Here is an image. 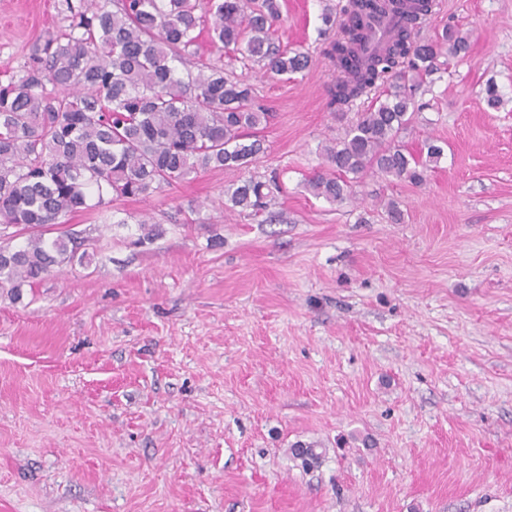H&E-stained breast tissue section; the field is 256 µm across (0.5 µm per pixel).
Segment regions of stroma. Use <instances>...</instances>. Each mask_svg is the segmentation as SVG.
Segmentation results:
<instances>
[{
    "label": "stroma",
    "instance_id": "obj_1",
    "mask_svg": "<svg viewBox=\"0 0 512 512\" xmlns=\"http://www.w3.org/2000/svg\"><path fill=\"white\" fill-rule=\"evenodd\" d=\"M338 2L282 0L294 75L200 38L274 114L252 165L71 214L51 233L86 258L0 287V512H512V0H437L419 39L452 24L469 51L403 140L444 154L342 204L306 188L347 125L321 34ZM66 15L0 0V78ZM252 176L284 187L274 221L225 206Z\"/></svg>",
    "mask_w": 512,
    "mask_h": 512
}]
</instances>
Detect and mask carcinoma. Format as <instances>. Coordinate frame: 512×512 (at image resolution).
Returning <instances> with one entry per match:
<instances>
[{
  "mask_svg": "<svg viewBox=\"0 0 512 512\" xmlns=\"http://www.w3.org/2000/svg\"><path fill=\"white\" fill-rule=\"evenodd\" d=\"M374 8L371 0H346L338 12L322 14L326 27H337L328 53L342 73L330 106L342 112L386 87L342 137L324 146L327 170L306 182L332 203L349 200L353 183L368 172L423 182L443 150L428 142L415 154L401 134L426 107L417 91L468 47V35L452 25L437 40H419L433 0H412L391 43L362 61V14ZM280 14V0H90L34 50L22 75L1 81L0 238L25 235L27 243L0 246V283L33 284L72 261L71 237L45 239L70 213L161 193L201 170L255 162L263 151L259 130L272 114L224 68L188 63L205 33L212 46L276 75L304 71L309 56L275 41ZM483 100L494 110L505 104L492 82ZM278 190L275 178H251L229 186L224 197L230 208L257 216ZM292 455L305 466L322 457L316 444L300 441Z\"/></svg>",
  "mask_w": 512,
  "mask_h": 512,
  "instance_id": "cac0c4a2",
  "label": "carcinoma"
}]
</instances>
